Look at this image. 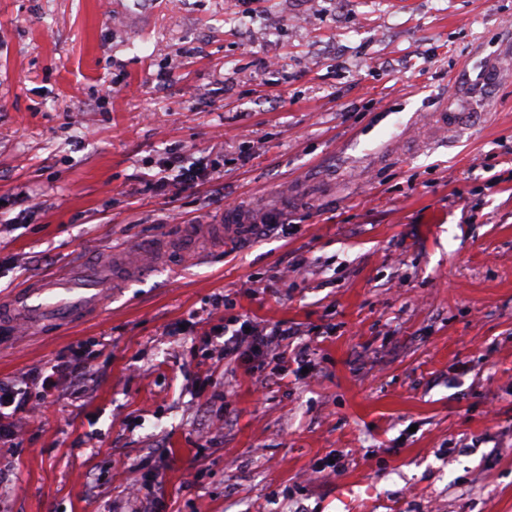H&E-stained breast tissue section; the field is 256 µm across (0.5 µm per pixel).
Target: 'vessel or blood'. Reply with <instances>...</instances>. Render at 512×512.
I'll return each mask as SVG.
<instances>
[{
	"label": "vessel or blood",
	"instance_id": "vessel-or-blood-1",
	"mask_svg": "<svg viewBox=\"0 0 512 512\" xmlns=\"http://www.w3.org/2000/svg\"><path fill=\"white\" fill-rule=\"evenodd\" d=\"M111 280V269L97 267L72 269L33 282L12 303L0 302V333L14 334L20 314L48 325L78 321L103 303Z\"/></svg>",
	"mask_w": 512,
	"mask_h": 512
}]
</instances>
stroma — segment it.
<instances>
[{"instance_id":"1","label":"stroma","mask_w":512,"mask_h":512,"mask_svg":"<svg viewBox=\"0 0 512 512\" xmlns=\"http://www.w3.org/2000/svg\"><path fill=\"white\" fill-rule=\"evenodd\" d=\"M116 245L101 310L0 336L3 383L91 366L0 512H512V0H0V296ZM245 317L308 371L222 359Z\"/></svg>"}]
</instances>
